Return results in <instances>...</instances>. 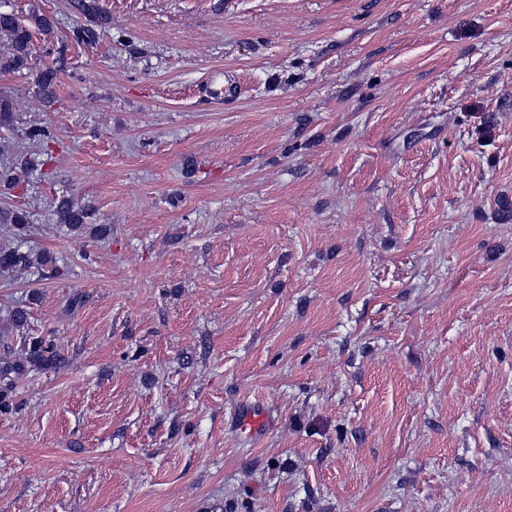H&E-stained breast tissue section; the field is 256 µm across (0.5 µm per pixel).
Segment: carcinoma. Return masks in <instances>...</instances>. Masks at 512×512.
Returning a JSON list of instances; mask_svg holds the SVG:
<instances>
[{
    "label": "carcinoma",
    "mask_w": 512,
    "mask_h": 512,
    "mask_svg": "<svg viewBox=\"0 0 512 512\" xmlns=\"http://www.w3.org/2000/svg\"><path fill=\"white\" fill-rule=\"evenodd\" d=\"M73 7L89 20L105 23L93 0H74ZM54 19L34 8L25 20L19 19L13 11L0 9V37L6 39L9 52L3 58L0 67L17 74L33 77L36 96L49 106L56 98L58 68L46 67L36 72L31 70L30 61L33 53V36L40 33L46 37L54 33ZM30 139L36 141L42 149L38 157H30L26 153H16L0 162V186L6 190L16 187L19 174L33 173L52 159L50 143L53 136L43 128H32L28 131ZM56 213L60 223L69 230L83 232L88 226L92 212L86 206L78 207L70 199L61 198L56 205ZM30 223V214L18 208H0V224H11L17 230H23ZM34 264L30 254L20 248L0 249V276L12 273L18 267H29ZM60 354L56 347L42 339L34 338L28 342L26 363L50 367L57 363ZM25 370V363L17 362L4 356L0 358V409L8 407L5 401L6 392L13 388L14 377Z\"/></svg>",
    "instance_id": "1"
}]
</instances>
